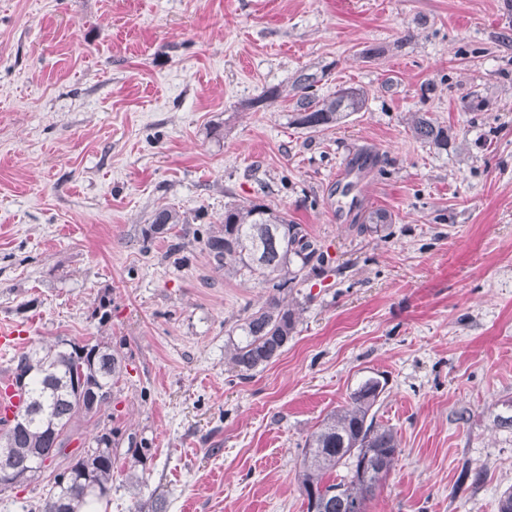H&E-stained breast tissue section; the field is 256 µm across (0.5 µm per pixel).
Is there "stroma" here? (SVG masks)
Returning <instances> with one entry per match:
<instances>
[{
	"label": "stroma",
	"instance_id": "obj_1",
	"mask_svg": "<svg viewBox=\"0 0 512 512\" xmlns=\"http://www.w3.org/2000/svg\"><path fill=\"white\" fill-rule=\"evenodd\" d=\"M303 70L321 97L366 89L365 110L293 126ZM414 112L447 147L413 137ZM250 200L330 262L298 285L285 351L243 382L226 351L268 290L215 269L201 238ZM168 206L188 219L174 255L142 236ZM376 210L388 223L360 232ZM1 319L26 347L124 355L99 512L159 493L167 512H306V439L371 377L401 453L367 512H497L512 488V0H0ZM131 436L150 448L135 479Z\"/></svg>",
	"mask_w": 512,
	"mask_h": 512
}]
</instances>
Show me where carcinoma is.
<instances>
[{"mask_svg": "<svg viewBox=\"0 0 512 512\" xmlns=\"http://www.w3.org/2000/svg\"><path fill=\"white\" fill-rule=\"evenodd\" d=\"M314 73H300L292 124L318 132L366 107L367 93L339 88L329 97L310 92ZM414 136L436 148L448 146V128L424 114L411 119ZM186 217L172 207L158 209L144 229L145 239L168 233ZM214 267L227 274L248 275L266 285L270 295L236 325L244 339L231 344L230 364L242 380L275 361L288 346L300 319L301 305L292 297L297 284L322 269L326 254L314 246L288 214L250 201L224 206V220L202 239ZM124 369V356L108 342L57 341L31 345L12 360L11 384L23 386L24 418L0 431V480L20 487L36 479L70 441L73 425L95 416L112 400V386ZM385 388L378 378L365 380L349 401L328 412L306 440L297 480L307 512H366V503L396 467V434L376 422L374 406ZM91 446L77 452L54 476L46 496L30 512H81L88 501L110 500L112 448L119 445L112 426L96 423ZM348 475L338 479L336 468Z\"/></svg>", "mask_w": 512, "mask_h": 512, "instance_id": "carcinoma-1", "label": "carcinoma"}]
</instances>
